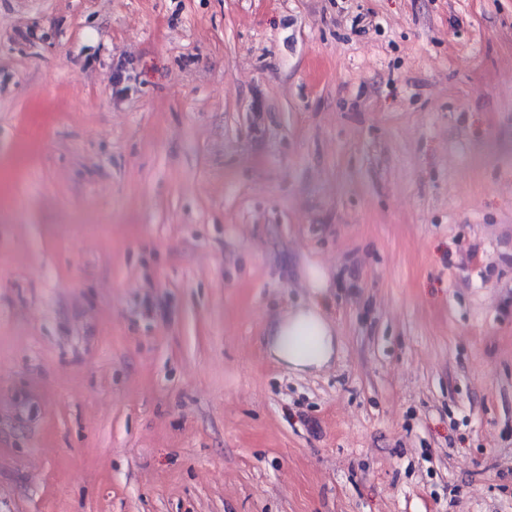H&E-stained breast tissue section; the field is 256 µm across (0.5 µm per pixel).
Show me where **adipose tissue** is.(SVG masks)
<instances>
[{
    "label": "adipose tissue",
    "mask_w": 512,
    "mask_h": 512,
    "mask_svg": "<svg viewBox=\"0 0 512 512\" xmlns=\"http://www.w3.org/2000/svg\"><path fill=\"white\" fill-rule=\"evenodd\" d=\"M272 344L276 355L298 369L324 366L336 342L330 326L313 310L299 309L275 328Z\"/></svg>",
    "instance_id": "ef3b65f1"
}]
</instances>
